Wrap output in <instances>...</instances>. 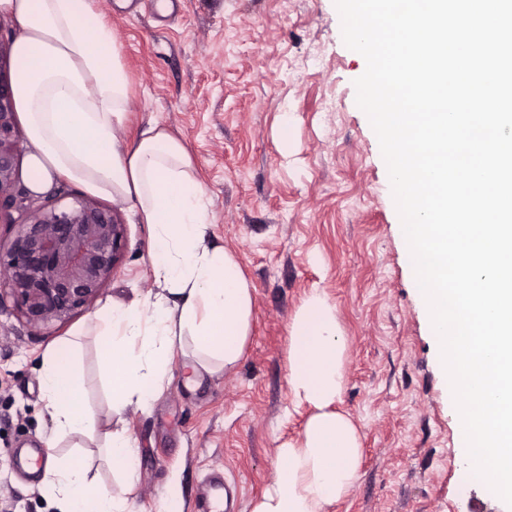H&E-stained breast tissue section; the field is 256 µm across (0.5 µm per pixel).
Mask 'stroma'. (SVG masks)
<instances>
[{
  "instance_id": "stroma-1",
  "label": "stroma",
  "mask_w": 512,
  "mask_h": 512,
  "mask_svg": "<svg viewBox=\"0 0 512 512\" xmlns=\"http://www.w3.org/2000/svg\"><path fill=\"white\" fill-rule=\"evenodd\" d=\"M123 48L134 97L124 126L148 123L187 148L210 201L211 242L238 261L253 297V330L231 370L187 386L176 353L149 409L127 413L140 445L126 488L104 459L110 428L94 319L112 300L153 286L150 235L128 206L121 263L88 310L51 333L0 310V512H56L43 471L15 468L17 450L45 445L51 421L37 371L51 345L81 333L92 427L65 440L130 512H154L177 488L183 512H203L205 478L238 490L251 512L277 476L275 450L299 438L311 410L294 408L288 336L315 290L336 306L347 339L337 405L361 432V477L331 512H512L483 484L462 483L457 407L442 372L428 306L413 274L387 165L354 82L362 55L343 42L334 0H95Z\"/></svg>"
}]
</instances>
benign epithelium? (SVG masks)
Wrapping results in <instances>:
<instances>
[{"label": "benign epithelium", "mask_w": 512, "mask_h": 512, "mask_svg": "<svg viewBox=\"0 0 512 512\" xmlns=\"http://www.w3.org/2000/svg\"><path fill=\"white\" fill-rule=\"evenodd\" d=\"M11 48L0 45V213L15 210L13 236L0 244V306L7 300L39 329L86 309L112 279L125 225L91 198L32 208L15 192L19 130L11 83Z\"/></svg>", "instance_id": "obj_1"}]
</instances>
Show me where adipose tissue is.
I'll list each match as a JSON object with an SVG mask.
<instances>
[{"label": "adipose tissue", "instance_id": "obj_1", "mask_svg": "<svg viewBox=\"0 0 512 512\" xmlns=\"http://www.w3.org/2000/svg\"><path fill=\"white\" fill-rule=\"evenodd\" d=\"M0 13L24 29L12 48V89L30 144L29 187L39 192L54 177L66 178L129 206L151 229L155 291L113 301L96 317L111 412L149 408L176 349L191 347L205 372L231 369L251 335V289L234 255L207 242L209 203L182 142L156 123L133 142L122 138L133 99L110 22L94 0H0ZM346 349L335 305L312 293L290 329L287 376L293 403L312 412L300 440L277 448L279 475L252 512H330L358 482L359 430L335 408L346 382ZM79 351L71 341L41 357L50 448L90 423ZM105 448L124 482L134 484L136 439L116 428ZM45 489L58 512H129L124 498L73 458L48 466Z\"/></svg>", "mask_w": 512, "mask_h": 512}]
</instances>
